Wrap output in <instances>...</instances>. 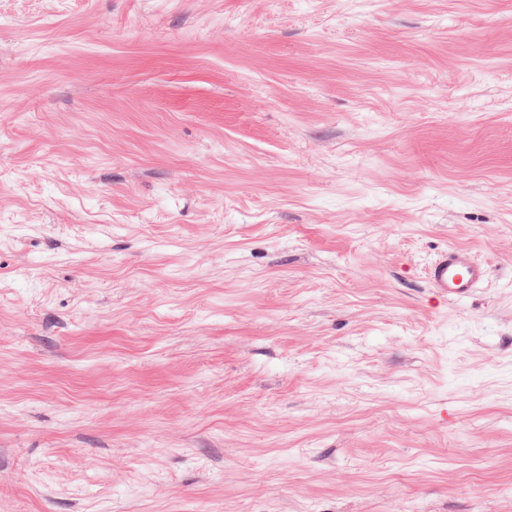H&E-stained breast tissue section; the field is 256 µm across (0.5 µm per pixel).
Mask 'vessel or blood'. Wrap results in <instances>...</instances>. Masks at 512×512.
Here are the masks:
<instances>
[{
  "label": "vessel or blood",
  "mask_w": 512,
  "mask_h": 512,
  "mask_svg": "<svg viewBox=\"0 0 512 512\" xmlns=\"http://www.w3.org/2000/svg\"><path fill=\"white\" fill-rule=\"evenodd\" d=\"M425 281L441 297L459 300L470 296L487 279V268L463 247L450 246L426 264Z\"/></svg>",
  "instance_id": "vessel-or-blood-1"
}]
</instances>
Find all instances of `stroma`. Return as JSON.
<instances>
[{"label": "stroma", "instance_id": "stroma-1", "mask_svg": "<svg viewBox=\"0 0 512 512\" xmlns=\"http://www.w3.org/2000/svg\"><path fill=\"white\" fill-rule=\"evenodd\" d=\"M204 506L512 512V0H0V512ZM425 281L438 295L448 300L470 296L487 279V268L471 252L459 246L443 249L426 264Z\"/></svg>", "mask_w": 512, "mask_h": 512}]
</instances>
